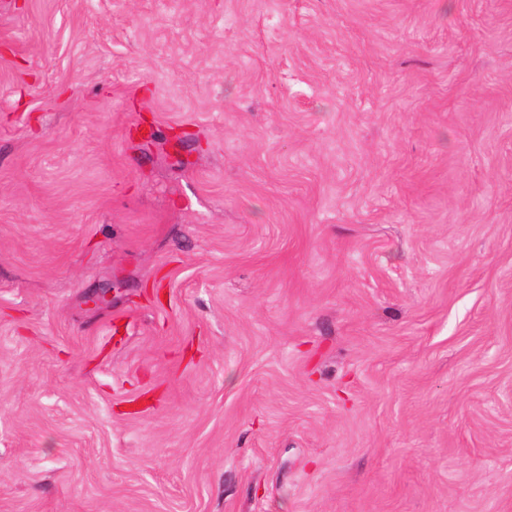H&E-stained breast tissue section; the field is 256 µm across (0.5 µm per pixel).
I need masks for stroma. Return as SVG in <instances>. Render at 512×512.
Here are the masks:
<instances>
[{
  "mask_svg": "<svg viewBox=\"0 0 512 512\" xmlns=\"http://www.w3.org/2000/svg\"><path fill=\"white\" fill-rule=\"evenodd\" d=\"M0 512H512V0H0Z\"/></svg>",
  "mask_w": 512,
  "mask_h": 512,
  "instance_id": "1",
  "label": "stroma"
}]
</instances>
